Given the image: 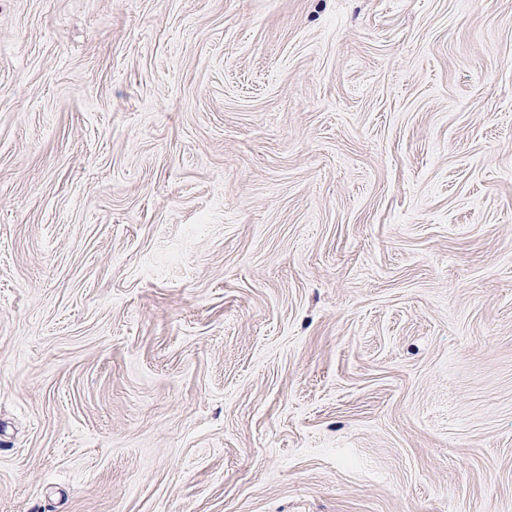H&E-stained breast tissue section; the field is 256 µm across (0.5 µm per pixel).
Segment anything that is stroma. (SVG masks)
<instances>
[{
    "label": "stroma",
    "instance_id": "stroma-1",
    "mask_svg": "<svg viewBox=\"0 0 512 512\" xmlns=\"http://www.w3.org/2000/svg\"><path fill=\"white\" fill-rule=\"evenodd\" d=\"M0 512H512V0H0Z\"/></svg>",
    "mask_w": 512,
    "mask_h": 512
}]
</instances>
